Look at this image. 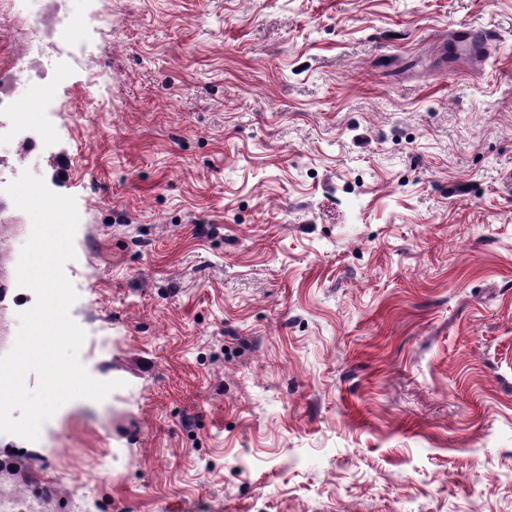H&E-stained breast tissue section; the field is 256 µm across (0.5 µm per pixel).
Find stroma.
<instances>
[{
    "label": "stroma",
    "instance_id": "1",
    "mask_svg": "<svg viewBox=\"0 0 512 512\" xmlns=\"http://www.w3.org/2000/svg\"><path fill=\"white\" fill-rule=\"evenodd\" d=\"M86 44L0 129L74 197L79 358L123 388L0 490L44 512H512V0H75ZM472 29L498 35L459 54ZM0 191V356L36 301ZM62 490L50 473L43 475L32 492H16L0 496L1 512H35L38 502L44 498H61Z\"/></svg>",
    "mask_w": 512,
    "mask_h": 512
}]
</instances>
